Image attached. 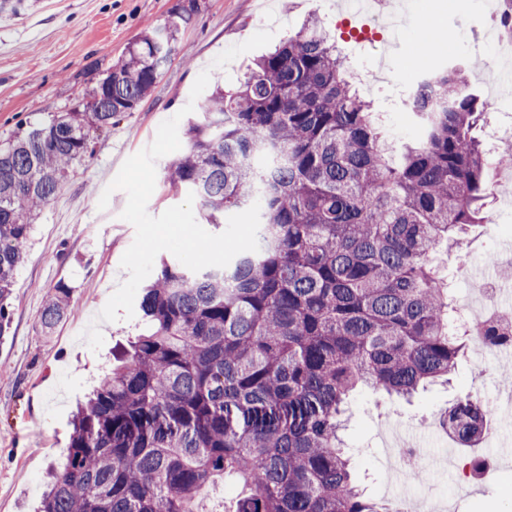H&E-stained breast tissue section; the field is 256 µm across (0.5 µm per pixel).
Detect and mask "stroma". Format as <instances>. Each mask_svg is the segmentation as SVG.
<instances>
[{
  "label": "stroma",
  "mask_w": 512,
  "mask_h": 512,
  "mask_svg": "<svg viewBox=\"0 0 512 512\" xmlns=\"http://www.w3.org/2000/svg\"><path fill=\"white\" fill-rule=\"evenodd\" d=\"M188 0H7L0 5V142L51 114L78 104L105 77L112 63L140 34L162 25ZM197 10L182 30L185 57H174L151 94L125 113L111 129L95 134L89 153L75 165L61 190L34 220L27 254L19 267L10 300L11 327L0 339V512H38L47 469L61 462L72 434V418L96 383L113 349L128 345L146 329L140 317L98 322L97 316L117 286L127 279L120 261L135 238V228L121 219L127 196L115 191L106 209L100 196L123 162L149 146L159 125L189 101L203 70L212 79L233 84L259 57L246 52L227 66L214 59L256 32L273 31L272 45L293 37L310 17H318L344 56V66L374 110L390 115L388 133L396 142L412 140L419 122L405 99L420 79L417 62L427 59L429 31L457 29L458 46L438 58L441 66L463 67L470 90L481 99L500 98L501 121L512 120V93L494 95L482 76L487 49L501 29L494 0H411L410 21L383 33L372 44L348 40L342 26L343 0H195ZM512 181L498 184L488 207L495 229L473 227L467 242L452 254L436 252L455 271L456 301L473 296L475 275L483 271L484 254L507 244L512 233ZM66 283L73 290L74 314L53 333L44 334L38 315L49 289ZM98 323L104 337L92 350L84 333ZM504 358L476 361L463 356L449 383H436L411 400L390 399L367 389L348 402L344 438L357 483L367 497L391 505L385 471L386 438L421 442L424 468L438 502L453 512H512V400L501 373ZM474 393L497 408L498 438L472 447L453 445L424 432V418L444 412L457 399ZM495 458L492 478L472 483L459 494L457 482L465 463Z\"/></svg>",
  "instance_id": "stroma-1"
}]
</instances>
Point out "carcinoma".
<instances>
[{
    "mask_svg": "<svg viewBox=\"0 0 512 512\" xmlns=\"http://www.w3.org/2000/svg\"><path fill=\"white\" fill-rule=\"evenodd\" d=\"M191 14L164 42L140 36L82 105L0 144V338L33 216L91 133L150 95ZM413 108L421 132L399 151L316 17L215 90L167 181L217 229L259 202V251L199 272L162 261L141 300L152 329L78 408L41 512H203L226 480L242 486L233 512L385 510L352 477L344 405L361 386L409 399L449 381L467 332L431 253L485 220L494 169L512 165L476 136L486 103L462 69L431 70ZM72 312L56 286L41 329ZM484 416L458 404L446 426L468 443Z\"/></svg>",
    "mask_w": 512,
    "mask_h": 512,
    "instance_id": "carcinoma-1",
    "label": "carcinoma"
}]
</instances>
